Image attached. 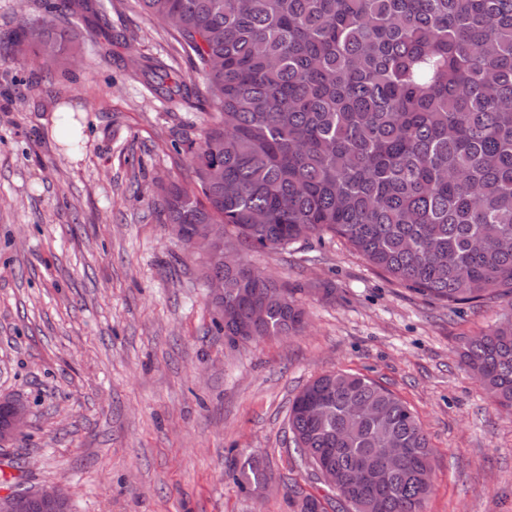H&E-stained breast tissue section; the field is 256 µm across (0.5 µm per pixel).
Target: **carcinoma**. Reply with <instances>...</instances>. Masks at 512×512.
Listing matches in <instances>:
<instances>
[{
    "label": "carcinoma",
    "instance_id": "cac0c4a2",
    "mask_svg": "<svg viewBox=\"0 0 512 512\" xmlns=\"http://www.w3.org/2000/svg\"><path fill=\"white\" fill-rule=\"evenodd\" d=\"M51 17L93 13L103 0H41ZM167 20L194 57L186 81L160 59L136 63L168 102L212 109L185 141L195 187L166 190L163 216L188 234L224 225L241 253L286 250L324 235L350 244L372 266L451 309L501 294L508 309L461 351L468 372L512 411V0H135ZM4 46L14 56L55 57L59 24L23 27ZM224 302L213 321L228 342L299 333L306 313L294 292L248 263L215 265ZM265 317L246 331L234 315ZM356 403L377 415L356 417ZM289 428L301 457L352 512H423L432 493L427 433L410 408L376 381L334 371L293 400ZM408 455L385 477L377 448ZM233 481L265 487L252 456ZM299 512H324L296 493Z\"/></svg>",
    "mask_w": 512,
    "mask_h": 512
}]
</instances>
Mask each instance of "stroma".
<instances>
[{
	"instance_id": "stroma-1",
	"label": "stroma",
	"mask_w": 512,
	"mask_h": 512,
	"mask_svg": "<svg viewBox=\"0 0 512 512\" xmlns=\"http://www.w3.org/2000/svg\"><path fill=\"white\" fill-rule=\"evenodd\" d=\"M65 22L70 72L0 56V398L28 413L24 436L0 444V495L56 486L71 512H295L294 489L346 512L288 429L305 385L340 370L392 391L427 432L424 512H512V414L457 355L506 299L453 312L313 237L247 256L299 289L306 329L229 343L159 216L164 186L194 185L176 147L208 109L166 102L133 73L151 56L190 79L191 59L133 0H112L102 28ZM58 112L77 116V145L52 136ZM326 282L335 300L318 294ZM250 453L272 474L258 494L227 475Z\"/></svg>"
}]
</instances>
